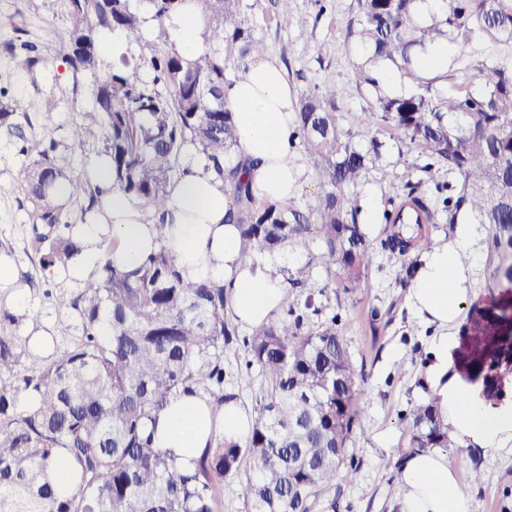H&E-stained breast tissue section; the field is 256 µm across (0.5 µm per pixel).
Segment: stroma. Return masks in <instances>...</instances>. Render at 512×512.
<instances>
[{"label":"stroma","mask_w":512,"mask_h":512,"mask_svg":"<svg viewBox=\"0 0 512 512\" xmlns=\"http://www.w3.org/2000/svg\"><path fill=\"white\" fill-rule=\"evenodd\" d=\"M249 24L255 37L264 41L265 55L286 71L294 92L319 85H332L338 91V113L344 130L356 145H363L368 134L353 122L354 113L364 111L370 96L359 87L353 75L357 48L348 34V23L357 13V0H293L288 20L277 17L275 0H247ZM67 21V0H0V43L26 42L36 46L42 58L33 71H17L8 55L0 54V86L8 87L13 98L15 121L27 139L29 151L19 154L13 138L0 136V184L9 185L0 194V258L12 262V287L0 288V308L17 318L9 331L30 336L33 331L53 328L59 322L71 325L68 335L56 336L54 348L66 350L80 336V322L73 309L58 306L57 297L75 298L82 283L49 277L39 265L32 244L29 214L33 203L17 178L20 169L36 160L48 143H55V161L70 174L86 181L92 164L103 155L102 141L74 145L71 128L78 122H91L93 106L85 88L86 77H74L56 40L57 31ZM55 95L58 108L42 111L46 95ZM385 161L369 171L350 196L361 206L360 222L366 223L372 243L373 262L360 288L345 292L319 282L325 290L313 301L322 318H335L336 327L351 353L356 367L367 377L359 387L363 411L354 427L355 476L339 474L335 485L320 499L315 512H398V486L393 465L399 457L401 417L410 402L423 398L425 370L431 345V331L416 318L407 304L406 288L401 285L405 270L417 251L408 256L379 250L390 226L385 218L392 206L390 197L402 192L406 182L418 183L420 193L436 198L437 185L447 182L444 171L425 174L428 162L404 135L380 133ZM22 290L26 306H19L13 294ZM378 317H371V310ZM247 327H240V338L224 349V365L229 375L224 390L236 394L247 414H254L255 399L261 388L256 372L244 369L246 352L242 339ZM449 463L458 469L460 486L471 499V512H512V449L496 451L473 447L452 448ZM480 470V481H473V470Z\"/></svg>","instance_id":"obj_1"}]
</instances>
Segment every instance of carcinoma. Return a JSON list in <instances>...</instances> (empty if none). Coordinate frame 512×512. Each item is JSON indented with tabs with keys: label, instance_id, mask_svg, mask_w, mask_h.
Returning a JSON list of instances; mask_svg holds the SVG:
<instances>
[{
	"label": "carcinoma",
	"instance_id": "1",
	"mask_svg": "<svg viewBox=\"0 0 512 512\" xmlns=\"http://www.w3.org/2000/svg\"><path fill=\"white\" fill-rule=\"evenodd\" d=\"M422 0H358L349 33L359 48L353 64L358 86L372 102L355 114L358 127L405 135L455 183L431 202L408 183L390 200L393 230L381 249L400 256L432 240L424 225L405 237L401 222L412 202L427 222L434 212L448 214V232L467 213L489 226L490 287L499 298L469 307L460 328L462 344L454 368L470 383L481 384L485 401L496 405L506 392L489 355L500 337L512 334V63L488 57L479 64L481 86L440 84L448 75H425L422 57L444 43L462 50L473 41L512 47V0H443L429 19L419 17ZM195 8L205 23L206 52L189 58L168 43L166 22ZM154 27L165 47L145 60L151 78L129 73L120 57L101 76L99 45L106 32H121L138 45ZM74 73L92 77L86 91L95 119L77 124V144L101 139L112 168V186L144 204L151 215L165 213L169 188L189 168L188 148L203 156L234 198L230 219L241 234L242 253L262 257L285 247L309 255L288 272L287 289L308 292L305 309L291 305L251 328L243 338L246 369L257 368L264 382L256 398L257 417L246 438L214 437L194 466L181 468L154 445L148 425L180 393L207 397L219 410L235 395L224 392V346L238 327L224 319L223 288L182 278L175 255L164 245V218L155 224L160 246L132 270L104 258L96 278L84 282L75 299H57L75 309L81 336L51 361L22 357L36 349L31 338L7 334L13 316L0 310V512H215L217 489L227 477H244L248 512H311L353 456V428L361 407L357 396L364 372L354 366L336 332V318L310 321L319 287L314 270L339 278L345 291L358 287L372 261V243L349 187L379 166L384 143L373 137L354 145L339 121L336 87L316 86L297 101L299 147L318 165L323 188L300 208L256 201L246 165L226 163L237 150L234 112L225 90L232 65L261 56L266 46L253 34L244 0H68V23L56 33ZM18 71L42 63L35 48L3 44ZM394 67L409 85L404 94L382 86L381 70ZM10 91L0 86V133L27 140L14 123ZM24 166L19 181L31 197L32 245L41 268L65 267L79 252L67 210L59 199L89 194L86 212L100 207L102 190L83 185L58 165L50 152ZM108 321L111 332L100 331ZM29 396L33 408L24 406ZM399 452L461 447L448 432L437 397L411 402L401 418ZM73 473L72 487L58 491L52 473Z\"/></svg>",
	"mask_w": 512,
	"mask_h": 512
}]
</instances>
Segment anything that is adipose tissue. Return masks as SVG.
Returning <instances> with one entry per match:
<instances>
[{
    "label": "adipose tissue",
    "mask_w": 512,
    "mask_h": 512,
    "mask_svg": "<svg viewBox=\"0 0 512 512\" xmlns=\"http://www.w3.org/2000/svg\"><path fill=\"white\" fill-rule=\"evenodd\" d=\"M168 33L170 42L184 55L193 57L208 47L197 13L184 12L173 18ZM226 101L237 115V156L250 169L258 201L294 198L304 168L298 148L296 98L282 68L255 58L247 70L233 77ZM188 166L189 174L171 187L165 206L174 217L166 245L175 254L183 278L224 287L242 325L269 320L286 298L281 271L289 265L287 255L275 253L262 260L244 257L238 227L224 221L232 201L223 180L205 169L201 158L189 160ZM91 175L104 192L106 207L93 221L73 229L81 250L71 260L68 273L83 281L93 278L104 249H111L118 264L131 267L157 245L153 220L113 188L107 161H97ZM474 247L473 233L466 224L459 226L452 241H435L412 281L408 301L413 313L432 329L426 387L437 396L449 433L495 450L512 446V404L484 405L476 385L452 369L468 280L460 258ZM248 429L249 419L236 401L225 403L216 413L206 398L182 394L159 413L155 440L179 463L189 466L215 435L240 439ZM398 507L399 512H471V501L446 452L427 448L403 461Z\"/></svg>",
    "instance_id": "obj_1"
}]
</instances>
